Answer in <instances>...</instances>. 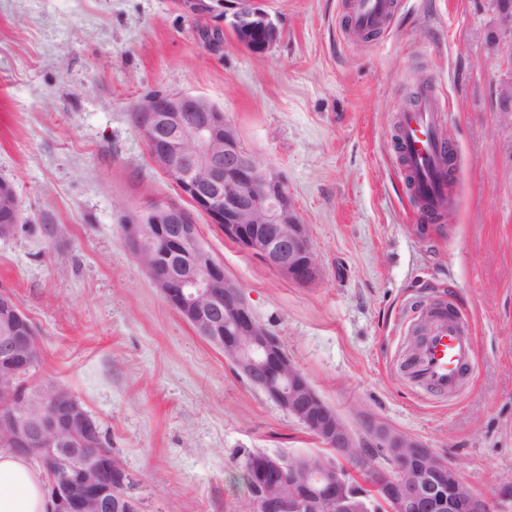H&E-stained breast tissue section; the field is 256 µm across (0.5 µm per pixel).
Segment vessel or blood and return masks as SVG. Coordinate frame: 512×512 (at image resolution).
<instances>
[{"mask_svg": "<svg viewBox=\"0 0 512 512\" xmlns=\"http://www.w3.org/2000/svg\"><path fill=\"white\" fill-rule=\"evenodd\" d=\"M353 24L385 27L391 18V0H345ZM443 108L433 93H424L417 109L401 113L398 135L399 164L412 179L414 196L427 197L433 209H447L448 178L443 170L445 145L440 135ZM422 330L420 346L405 359L402 371L415 390L442 397L458 392L474 358V342L465 323L436 302L415 310L406 321Z\"/></svg>", "mask_w": 512, "mask_h": 512, "instance_id": "1", "label": "vessel or blood"}]
</instances>
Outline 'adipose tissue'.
<instances>
[{
  "instance_id": "ef3b65f1",
  "label": "adipose tissue",
  "mask_w": 512,
  "mask_h": 512,
  "mask_svg": "<svg viewBox=\"0 0 512 512\" xmlns=\"http://www.w3.org/2000/svg\"><path fill=\"white\" fill-rule=\"evenodd\" d=\"M48 508L40 468L31 458L0 448V512H47Z\"/></svg>"
}]
</instances>
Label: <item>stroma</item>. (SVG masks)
I'll use <instances>...</instances> for the list:
<instances>
[{"label":"stroma","instance_id":"obj_1","mask_svg":"<svg viewBox=\"0 0 512 512\" xmlns=\"http://www.w3.org/2000/svg\"><path fill=\"white\" fill-rule=\"evenodd\" d=\"M266 6L280 37L255 57L223 17H190L172 0H0V179L21 202L15 235L0 239V291L37 329L36 377L99 422L141 512H242L247 452L318 450L122 244L135 210L179 197L135 105L193 94L283 172L320 266L317 284L289 282L197 215L253 316L354 429L376 416L494 498L512 475V130L498 115L512 44L496 0H395L369 40L351 35L342 0ZM422 79L445 106L453 153V209L426 226L393 145ZM440 297L477 345L445 401L400 371L414 342L405 317Z\"/></svg>","mask_w":512,"mask_h":512}]
</instances>
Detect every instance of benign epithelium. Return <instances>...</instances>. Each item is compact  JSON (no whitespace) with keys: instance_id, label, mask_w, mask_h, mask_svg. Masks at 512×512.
I'll use <instances>...</instances> for the list:
<instances>
[{"instance_id":"7a95c632","label":"benign epithelium","mask_w":512,"mask_h":512,"mask_svg":"<svg viewBox=\"0 0 512 512\" xmlns=\"http://www.w3.org/2000/svg\"><path fill=\"white\" fill-rule=\"evenodd\" d=\"M187 15L224 14L234 43L259 57L279 38L264 0H174ZM499 110L512 130V81L498 90ZM137 131L155 166L192 204L166 203L153 218L137 212L124 225V247L145 270L166 302L184 313L202 338L224 350L234 370L288 416L306 424L336 459L301 454L263 486L253 512H368L367 494L353 488L348 463L371 443L392 472L374 493L379 512H493V502L475 492L457 469L417 439L372 421L362 434L311 386L280 339L252 314L242 288L205 247L195 215L206 214L224 236L285 279L311 286L320 269L283 174L247 149L236 126L210 101L187 93L153 95L136 107ZM20 203L13 185L0 180V229L15 232ZM39 343L15 298L0 292V368ZM51 411L14 400L13 378L0 376L9 398L0 429L13 447L37 456L51 475L50 512H141L126 493L131 477L108 453L89 460L98 445L96 424L66 387H40ZM109 470L113 483L100 480Z\"/></svg>"}]
</instances>
